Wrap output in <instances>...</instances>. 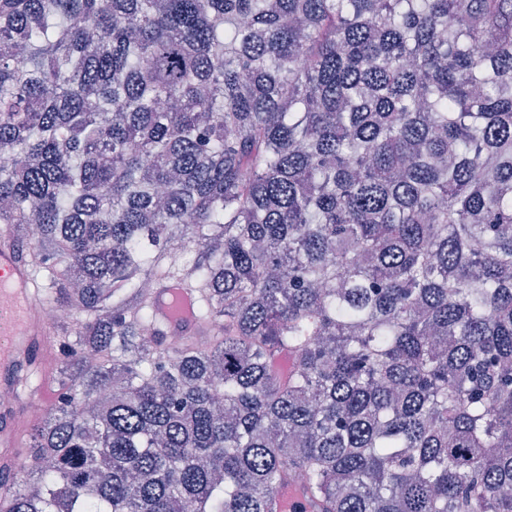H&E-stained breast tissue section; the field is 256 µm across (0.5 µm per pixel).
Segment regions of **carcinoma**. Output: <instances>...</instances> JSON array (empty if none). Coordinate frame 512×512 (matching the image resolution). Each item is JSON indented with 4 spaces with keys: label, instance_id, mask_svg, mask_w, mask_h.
<instances>
[{
    "label": "carcinoma",
    "instance_id": "carcinoma-1",
    "mask_svg": "<svg viewBox=\"0 0 512 512\" xmlns=\"http://www.w3.org/2000/svg\"><path fill=\"white\" fill-rule=\"evenodd\" d=\"M0 156L67 314L0 512H512V0H0ZM195 302L191 290L158 288L152 301V313L167 326L171 336H198L202 325L194 317Z\"/></svg>",
    "mask_w": 512,
    "mask_h": 512
}]
</instances>
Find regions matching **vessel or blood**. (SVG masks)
<instances>
[{
    "label": "vessel or blood",
    "instance_id": "obj_1",
    "mask_svg": "<svg viewBox=\"0 0 512 512\" xmlns=\"http://www.w3.org/2000/svg\"><path fill=\"white\" fill-rule=\"evenodd\" d=\"M196 297L192 291L165 287L152 301V313L170 335L196 336L202 326L194 317ZM40 303L32 274L19 250L0 245V387H12L27 367L42 365L50 332L39 322ZM20 425L10 409L0 411V446L15 445Z\"/></svg>",
    "mask_w": 512,
    "mask_h": 512
}]
</instances>
